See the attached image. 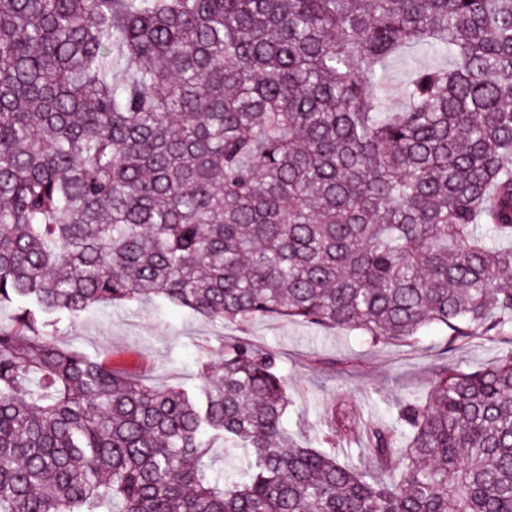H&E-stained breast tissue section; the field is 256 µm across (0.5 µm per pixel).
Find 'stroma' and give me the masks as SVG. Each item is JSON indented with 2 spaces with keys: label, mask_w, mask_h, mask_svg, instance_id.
I'll return each instance as SVG.
<instances>
[{
  "label": "stroma",
  "mask_w": 512,
  "mask_h": 512,
  "mask_svg": "<svg viewBox=\"0 0 512 512\" xmlns=\"http://www.w3.org/2000/svg\"><path fill=\"white\" fill-rule=\"evenodd\" d=\"M236 333L233 326L220 327L185 310L149 304L116 306L76 322H60L52 331L60 345L108 358L114 368L147 384L182 388L196 385L200 364L217 359L222 336ZM241 333L277 355L293 401L286 425L302 443L313 440L337 403L359 413L373 401L384 407L403 392L423 388L441 365L483 368L512 348L510 332L492 342L452 345L448 330L440 325L424 330L417 343L376 347L357 332L272 317Z\"/></svg>",
  "instance_id": "35a3bbf8"
}]
</instances>
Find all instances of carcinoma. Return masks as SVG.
Instances as JSON below:
<instances>
[{"label":"carcinoma","mask_w":512,"mask_h":512,"mask_svg":"<svg viewBox=\"0 0 512 512\" xmlns=\"http://www.w3.org/2000/svg\"><path fill=\"white\" fill-rule=\"evenodd\" d=\"M408 49L444 62L392 109ZM509 276L512 0H0V512H512V350L312 446L247 340L189 390L51 331L149 302L466 344Z\"/></svg>","instance_id":"obj_1"}]
</instances>
